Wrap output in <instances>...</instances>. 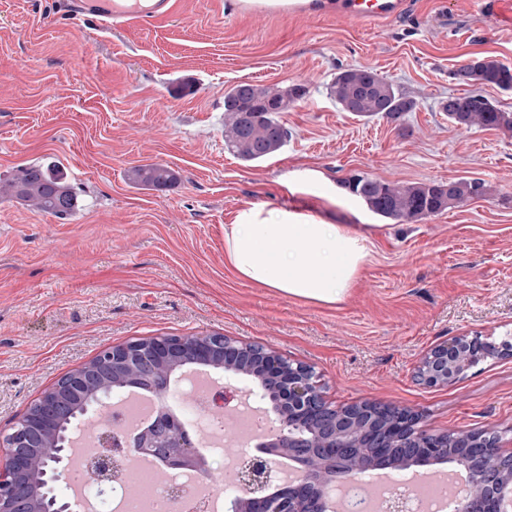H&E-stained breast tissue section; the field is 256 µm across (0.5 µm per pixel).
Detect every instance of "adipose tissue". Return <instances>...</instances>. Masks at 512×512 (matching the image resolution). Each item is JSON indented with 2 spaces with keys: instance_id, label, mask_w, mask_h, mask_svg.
<instances>
[{
  "instance_id": "ef3b65f1",
  "label": "adipose tissue",
  "mask_w": 512,
  "mask_h": 512,
  "mask_svg": "<svg viewBox=\"0 0 512 512\" xmlns=\"http://www.w3.org/2000/svg\"><path fill=\"white\" fill-rule=\"evenodd\" d=\"M371 240L351 224L251 207L224 227V261L242 280L294 299L343 302L371 256Z\"/></svg>"
}]
</instances>
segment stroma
Listing matches in <instances>:
<instances>
[{"label": "stroma", "mask_w": 512, "mask_h": 512, "mask_svg": "<svg viewBox=\"0 0 512 512\" xmlns=\"http://www.w3.org/2000/svg\"><path fill=\"white\" fill-rule=\"evenodd\" d=\"M235 0H179L174 17L97 35L61 0H0V175L44 157L81 188L70 221L0 202V461L5 437L67 372L138 338L220 334L310 366L325 400L418 412L432 432H492L512 448V133L451 123L440 102L461 60L512 66V28L464 0H411L369 26L328 14L254 17ZM366 66L419 107L403 129L341 111L338 70ZM304 86L288 140L256 165L224 147V92ZM162 163L170 191L132 184ZM480 178L487 198L380 225L342 179ZM353 224L373 243L349 296L330 306L239 279L224 226L244 208ZM500 345L456 382L417 376L454 336Z\"/></svg>", "instance_id": "stroma-1"}]
</instances>
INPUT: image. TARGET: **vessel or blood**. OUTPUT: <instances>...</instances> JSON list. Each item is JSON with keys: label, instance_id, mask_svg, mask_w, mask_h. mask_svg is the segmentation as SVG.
Segmentation results:
<instances>
[{"label": "vessel or blood", "instance_id": "obj_1", "mask_svg": "<svg viewBox=\"0 0 512 512\" xmlns=\"http://www.w3.org/2000/svg\"><path fill=\"white\" fill-rule=\"evenodd\" d=\"M479 13L490 24L501 20L512 22V0H474ZM177 0H66L69 13L93 20L102 29L127 25L147 26L173 17ZM406 0H333L336 17L379 25L399 17ZM240 11L252 15H266L277 11L288 16H303L313 12L309 0H244Z\"/></svg>", "mask_w": 512, "mask_h": 512}]
</instances>
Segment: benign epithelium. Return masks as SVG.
<instances>
[{"label": "benign epithelium", "instance_id": "obj_1", "mask_svg": "<svg viewBox=\"0 0 512 512\" xmlns=\"http://www.w3.org/2000/svg\"><path fill=\"white\" fill-rule=\"evenodd\" d=\"M490 347L492 344L476 336H455L423 357L420 377L429 386H446L476 365ZM213 349L224 351L225 378L262 377L255 396L269 400L274 414L269 439L260 453L241 457L239 468L231 472L233 483L242 489L231 512H270V500L275 495L280 500L277 512H325V490L338 481L357 483L374 467L444 464L459 449L471 454V485L482 491L469 512H512V451L503 450L493 433L461 429L429 432L418 426L415 411L395 405L361 402L332 407L310 367L223 336L140 339L107 349L106 357L112 371L137 374L143 370L157 372L159 366L178 361L188 350L206 359ZM93 373L88 365L64 374L51 392L53 402L65 404L69 394ZM111 403L112 393L107 392L91 404V411L103 419L100 429L117 447L119 439L112 435V414L107 411ZM32 436L31 428H21L12 435L15 461L9 468L0 466V512H33L16 493L14 482V472L31 461L26 448ZM147 448H165L168 459L177 463L194 460L192 445L170 419L129 452L143 453ZM89 452L94 460L89 474L98 484H107L112 480V462L99 448ZM68 455L69 439L63 437L52 448L48 480H61ZM281 457L297 460L300 467L294 484L274 494L268 478Z\"/></svg>", "mask_w": 512, "mask_h": 512}]
</instances>
